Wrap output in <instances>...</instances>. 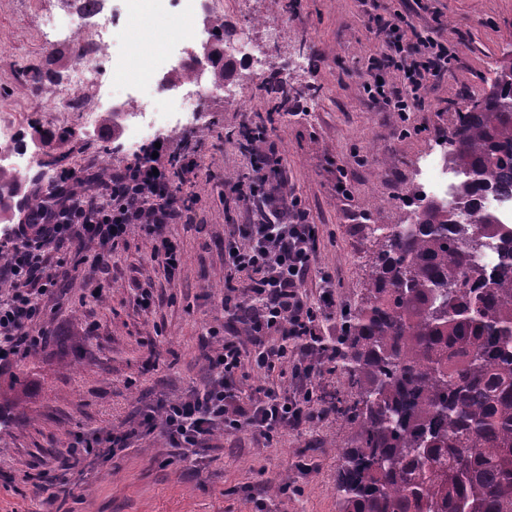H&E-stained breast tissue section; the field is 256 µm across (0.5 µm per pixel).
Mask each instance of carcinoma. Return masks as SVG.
<instances>
[{"mask_svg":"<svg viewBox=\"0 0 512 512\" xmlns=\"http://www.w3.org/2000/svg\"><path fill=\"white\" fill-rule=\"evenodd\" d=\"M270 112L288 110L275 76ZM512 83L444 136L458 207L422 194L408 224H370L365 294L331 363L355 444L336 447L339 512H512V227L476 197L512 195Z\"/></svg>","mask_w":512,"mask_h":512,"instance_id":"1","label":"carcinoma"}]
</instances>
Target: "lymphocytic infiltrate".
Here are the masks:
<instances>
[{
	"mask_svg": "<svg viewBox=\"0 0 512 512\" xmlns=\"http://www.w3.org/2000/svg\"><path fill=\"white\" fill-rule=\"evenodd\" d=\"M377 30L385 61L402 80L392 88L377 79L365 89L390 111H413L421 90L447 71L449 46L409 26L398 10L378 20ZM160 144L157 152H144L138 163L114 170L87 192L71 195L48 211L27 212L24 223L0 239L10 251L8 261L0 265V280L15 284L0 300V369L12 367L23 353L46 342L45 336L30 335L29 328L45 314L43 298L59 287L53 255L89 241L100 248L94 261L101 267L137 230L151 237L153 258L165 273L178 270L181 250L165 228L190 222L191 200L182 187L196 183L201 170L194 155L174 153L165 138ZM283 171L284 159L271 147L258 153L251 176L235 185L238 201L255 207L262 221L237 225L224 250V308L249 320L256 346L253 366L264 376H272L287 362V340L301 341L293 368L300 392L291 398L261 384L250 403L241 404L237 374L244 353L237 343L222 342L209 359L210 379L203 387L178 400L157 401L141 412L140 428L161 432L181 460L194 461L209 451L208 441L218 430L251 431L269 441L280 430L300 428L316 417L311 358L327 349L310 337L317 308L307 303L303 290L316 269L318 227L310 223L300 199L283 191ZM244 270L254 275L245 296L235 283L236 274ZM273 332L280 333L282 344L269 343ZM128 440L125 434L75 435L67 448V467L82 470L94 455L115 456L127 448Z\"/></svg>",
	"mask_w": 512,
	"mask_h": 512,
	"instance_id": "lymphocytic-infiltrate-1",
	"label": "lymphocytic infiltrate"
}]
</instances>
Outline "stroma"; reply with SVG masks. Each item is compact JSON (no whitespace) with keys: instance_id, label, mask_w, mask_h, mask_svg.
<instances>
[{"instance_id":"35a3bbf8","label":"stroma","mask_w":512,"mask_h":512,"mask_svg":"<svg viewBox=\"0 0 512 512\" xmlns=\"http://www.w3.org/2000/svg\"><path fill=\"white\" fill-rule=\"evenodd\" d=\"M211 21L225 38L240 31L258 36L253 22L280 13L279 0H214ZM294 0L288 36L275 45L274 67L242 76V62L225 64L233 102H208L159 127L174 150L192 149L206 181L184 187L200 196L187 224H171L167 236L183 260L168 277L151 260L153 242L133 232L98 276L108 282L101 299L87 296V270L65 264L62 290L47 303L41 326L46 345L0 373V512H39L42 478L62 471L65 446L76 433L128 430L140 410L157 398H179L206 379L207 358L224 337L251 348L245 326L224 311V246L246 215L233 185L251 169L253 152L234 137L242 126L262 124L285 160L286 192L299 197L317 224L316 266L336 282L334 307L321 310L319 341L340 336L339 313L356 306L364 292L372 254L368 227L401 224L415 192L424 157L441 152V139L463 102L482 99L512 50V0ZM121 29L111 49L94 47L100 67L110 58L152 62L151 46L132 42L128 0H109ZM402 10L408 22L432 36L451 39L456 52L448 70L429 83L422 103L398 118L372 101L363 85L371 75L399 85L400 75L380 62L381 41L370 16ZM58 25L45 34L43 19ZM77 21L63 0H0V118L23 126L32 139L55 136L22 177L24 192L45 190L49 173L63 166L81 178H108L134 162L141 149L110 140L105 126L84 117L111 113L110 97L70 81ZM378 67H371V58ZM318 87L312 99L269 116L262 77ZM149 289L154 303L139 308L134 295ZM217 338H210V331ZM22 386H14L15 376ZM353 425L329 412L310 426L285 430L273 441L244 432H216L215 449L202 470L180 461L164 437L132 439L120 456L96 459L84 472L68 474L57 488L60 512H338L336 448L352 444ZM287 478L278 494L269 487Z\"/></svg>"}]
</instances>
